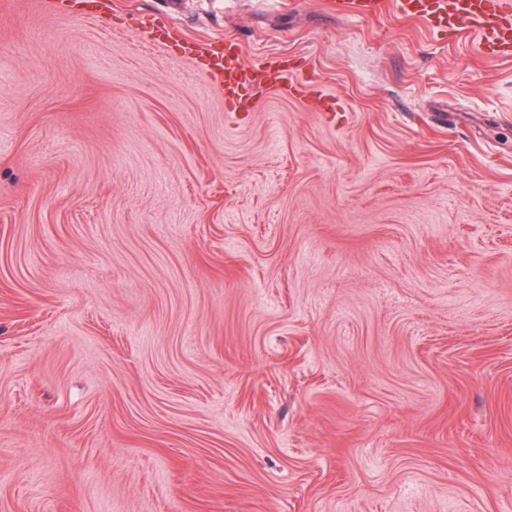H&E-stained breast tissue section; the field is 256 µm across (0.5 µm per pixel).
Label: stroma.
Segmentation results:
<instances>
[{"label":"stroma","instance_id":"obj_1","mask_svg":"<svg viewBox=\"0 0 512 512\" xmlns=\"http://www.w3.org/2000/svg\"><path fill=\"white\" fill-rule=\"evenodd\" d=\"M324 2L0 0V512H512V60ZM216 69L211 72V78L213 82L218 84L224 83V93L226 96H234L240 95V91H242L245 95L248 93H252L255 91L254 87H248L241 79H239V71L241 69L240 66V58L238 55L234 56H224L220 52V55H217V62L215 63ZM253 95H257L254 93ZM278 88L283 94L299 93L306 100H313L315 102H322L318 97H314L310 94V87L298 77L297 74L288 70L287 67L278 69Z\"/></svg>","mask_w":512,"mask_h":512}]
</instances>
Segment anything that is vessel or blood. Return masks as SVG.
Instances as JSON below:
<instances>
[{"label": "vessel or blood", "instance_id": "1", "mask_svg": "<svg viewBox=\"0 0 512 512\" xmlns=\"http://www.w3.org/2000/svg\"><path fill=\"white\" fill-rule=\"evenodd\" d=\"M329 13L358 20H371L396 13L408 18L436 19L445 28H453L464 19L468 30L483 49L496 58H512V0H326ZM239 56L217 61L211 73L213 82L223 85L224 93L234 96L243 91L239 78ZM278 86L283 94L309 97L310 89L288 68L278 71Z\"/></svg>", "mask_w": 512, "mask_h": 512}]
</instances>
